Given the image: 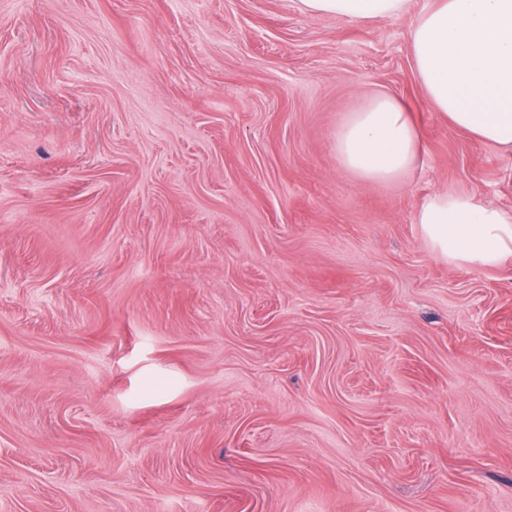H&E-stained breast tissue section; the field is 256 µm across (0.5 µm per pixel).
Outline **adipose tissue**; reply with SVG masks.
<instances>
[{
	"label": "adipose tissue",
	"instance_id": "ef3b65f1",
	"mask_svg": "<svg viewBox=\"0 0 512 512\" xmlns=\"http://www.w3.org/2000/svg\"><path fill=\"white\" fill-rule=\"evenodd\" d=\"M410 0H297L308 15L358 23L397 16ZM418 78L452 125L512 152V0H438L409 33ZM336 159L357 179L397 180L422 154L404 105L380 92L336 129ZM426 244L442 259L473 268L512 261V209L467 193L436 192L415 213Z\"/></svg>",
	"mask_w": 512,
	"mask_h": 512
}]
</instances>
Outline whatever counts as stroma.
<instances>
[{"mask_svg": "<svg viewBox=\"0 0 512 512\" xmlns=\"http://www.w3.org/2000/svg\"><path fill=\"white\" fill-rule=\"evenodd\" d=\"M296 0H0V512H512V261L416 208H512L409 30ZM423 143L343 169L373 93ZM335 148L342 167L373 182L403 177L416 167L423 150L409 112L386 92L346 116L336 129ZM415 224L426 244L450 263L487 268L512 261V209L439 191L418 207Z\"/></svg>", "mask_w": 512, "mask_h": 512, "instance_id": "stroma-1", "label": "stroma"}]
</instances>
